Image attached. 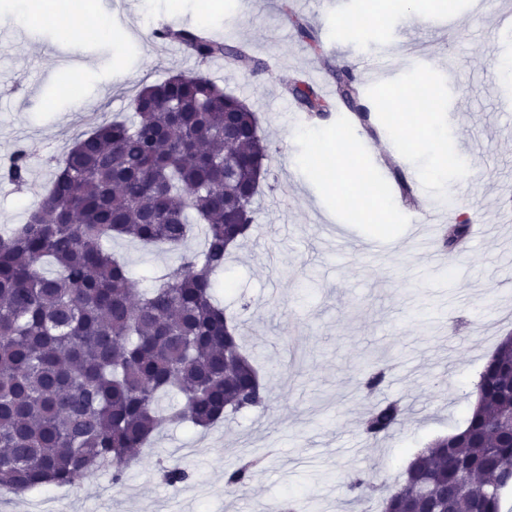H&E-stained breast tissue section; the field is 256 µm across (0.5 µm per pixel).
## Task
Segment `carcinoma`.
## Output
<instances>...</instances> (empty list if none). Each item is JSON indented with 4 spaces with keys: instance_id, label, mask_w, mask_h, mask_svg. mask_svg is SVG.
I'll return each instance as SVG.
<instances>
[{
    "instance_id": "cac0c4a2",
    "label": "carcinoma",
    "mask_w": 512,
    "mask_h": 512,
    "mask_svg": "<svg viewBox=\"0 0 512 512\" xmlns=\"http://www.w3.org/2000/svg\"><path fill=\"white\" fill-rule=\"evenodd\" d=\"M153 36L202 62L222 57L250 75L264 63L244 44L188 28ZM336 96L363 115L361 83L334 70ZM306 112L326 101L301 78L283 81ZM131 120L96 125L59 161L23 224L0 231V487L26 491L73 482L112 463L123 482L135 452L162 428L210 429L226 416L266 405L240 325L213 296L227 255L254 227L255 196L270 166L256 112L203 75L170 76L131 99ZM24 150L4 177L27 183ZM391 177L415 198L403 171ZM459 215L449 239L467 237ZM199 233V251L185 250ZM127 238L177 254L147 289L133 287L126 264L106 248ZM465 428L432 441L388 490L382 512H502L512 488V340L482 371ZM395 402L378 404L365 432L383 437L401 424ZM259 460L224 474L232 491ZM369 483L354 473L346 504Z\"/></svg>"
}]
</instances>
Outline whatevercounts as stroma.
<instances>
[{
    "label": "stroma",
    "mask_w": 512,
    "mask_h": 512,
    "mask_svg": "<svg viewBox=\"0 0 512 512\" xmlns=\"http://www.w3.org/2000/svg\"><path fill=\"white\" fill-rule=\"evenodd\" d=\"M112 17V36L63 41L53 24L21 22L18 0H0V169L15 149L30 158L26 186L0 181V225L24 223L21 202L39 197L57 160L90 131L88 115L128 114L142 85L176 73H199L257 112L272 155L256 199L257 226L227 259L215 297L243 327L268 390L266 406L219 427L162 430L131 465L122 484L89 471L71 484L74 512H264L296 498L302 512H377L366 494L357 510L345 503L349 476L396 481L432 440L463 427L472 391L501 336L512 332V85L498 62L512 60V0H214L200 18L196 0H94ZM293 8L316 30L321 51L301 42L284 11ZM211 31L246 43L262 59L252 77L225 64L211 71L175 43L153 38L151 24ZM397 47L398 79L364 85L367 104L397 103L401 91L431 80L435 103L422 113L429 142L413 147L395 128V112L378 139L345 125L344 108L309 118L282 87L302 74L334 85L331 67L357 76L385 64ZM348 143L356 166L389 187L388 169L372 153L395 155L408 182L432 207L449 199L487 234L474 249L438 245L427 258L412 247L423 211L389 192L372 206L336 195L308 162L320 145ZM453 158L435 177L439 145ZM340 232L346 258L324 245ZM387 250L366 257V242ZM109 249L126 263L138 288L174 263L173 255L125 239ZM386 370L374 394L361 391L368 366ZM399 401L407 412L389 435L372 440L361 422L373 405ZM263 455L252 480L230 492L224 472L245 452ZM180 464L190 480L170 487L163 466Z\"/></svg>",
    "instance_id": "obj_1"
}]
</instances>
